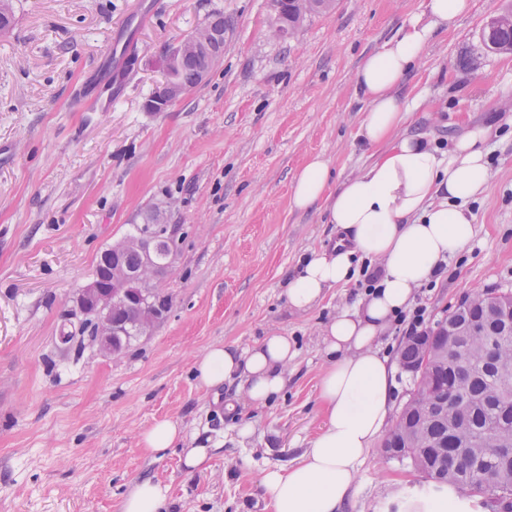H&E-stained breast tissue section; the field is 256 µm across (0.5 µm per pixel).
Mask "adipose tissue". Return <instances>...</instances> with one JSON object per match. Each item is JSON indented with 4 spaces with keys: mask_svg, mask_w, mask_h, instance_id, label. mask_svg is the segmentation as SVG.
Masks as SVG:
<instances>
[{
    "mask_svg": "<svg viewBox=\"0 0 512 512\" xmlns=\"http://www.w3.org/2000/svg\"><path fill=\"white\" fill-rule=\"evenodd\" d=\"M473 6V0H423L419 12L359 64L354 93L365 118L357 136L379 151L368 166L339 180L316 156L297 173L293 206L325 212L339 236L285 279L289 307L310 310L330 289L356 279L361 262L379 264L382 275L364 299L323 328L324 425L297 464L261 474L269 512H344L357 465L381 434L393 400L394 365L380 353V338L415 289L440 279L449 255L474 235L469 204L491 183L488 128L474 127L451 149L439 150L429 135L406 131L408 106L400 94L426 46L455 29ZM295 355L288 338L277 335L245 351L217 344L197 356L195 376L203 388L234 384L249 401L264 403L284 389ZM169 492V486L142 478L120 512H163Z\"/></svg>",
    "mask_w": 512,
    "mask_h": 512,
    "instance_id": "adipose-tissue-1",
    "label": "adipose tissue"
}]
</instances>
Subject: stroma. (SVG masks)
I'll list each match as a JSON object with an SVG mask.
<instances>
[{"instance_id": "1", "label": "stroma", "mask_w": 512, "mask_h": 512, "mask_svg": "<svg viewBox=\"0 0 512 512\" xmlns=\"http://www.w3.org/2000/svg\"><path fill=\"white\" fill-rule=\"evenodd\" d=\"M12 2L15 27L0 38V512H118L144 477L169 485L167 512H267L261 472L294 465L323 424V325L366 293L354 281L307 313L289 309L285 276L336 241L322 213L293 206L294 177L317 154L339 179L367 164L356 69L422 0H336L282 38L272 0H153L122 96L91 114L74 96L139 0ZM510 9L512 0H474L404 82L422 100L407 130L441 149L469 128L491 129L474 237L414 296L431 327L474 291H512V52L480 47L485 19ZM216 12L231 24L220 64L150 109L167 50ZM153 212L178 228L159 280L169 311L103 356L74 299L100 253ZM67 332L73 344L62 343ZM274 333L296 351L277 398L230 413L235 387L198 386L195 357L208 346L243 349ZM160 418L183 438L150 455L139 436ZM204 444L208 461L187 472L184 449ZM435 496L482 512L376 445L347 512H430Z\"/></svg>"}]
</instances>
